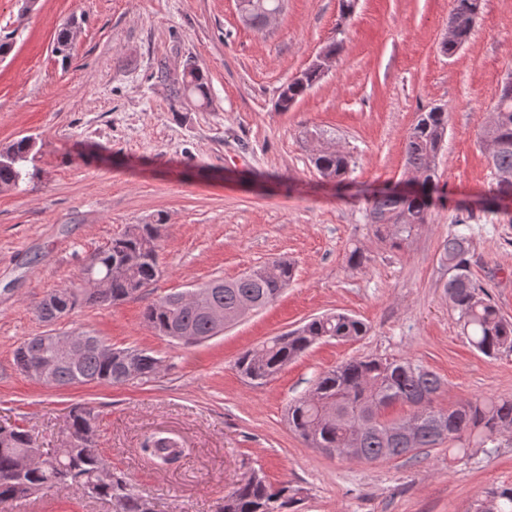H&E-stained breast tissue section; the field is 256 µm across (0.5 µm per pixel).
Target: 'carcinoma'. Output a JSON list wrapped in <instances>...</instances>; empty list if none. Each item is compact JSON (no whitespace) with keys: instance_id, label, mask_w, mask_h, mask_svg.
Returning a JSON list of instances; mask_svg holds the SVG:
<instances>
[{"instance_id":"obj_1","label":"carcinoma","mask_w":512,"mask_h":512,"mask_svg":"<svg viewBox=\"0 0 512 512\" xmlns=\"http://www.w3.org/2000/svg\"><path fill=\"white\" fill-rule=\"evenodd\" d=\"M482 0H453L449 28L456 40L444 45L453 54L465 43L474 28L473 9ZM280 6V0H241L248 26L260 30L266 14ZM70 29L57 35L54 53L66 62L70 59ZM323 78L311 70L302 83H290L280 90L275 108L289 111L307 90ZM175 98L194 97L207 104L210 87L206 74L189 64L181 77L170 83ZM491 124L480 133V141L489 147V162L499 179L493 199L512 197V83L500 89ZM448 127V113L432 108L420 113L408 134L404 148L405 169L424 175V186L414 196L404 198L389 192L371 201L370 224L377 239L396 249L415 230L429 222V193L436 160ZM33 148L29 137H22L0 153V187H17L29 173L24 169ZM313 163L323 177L345 176L350 167L348 156L337 149L320 148ZM160 224H133L100 250L84 266L71 285L51 290L35 303L38 318L50 322L60 306H76L79 298L89 303L116 305L137 294L136 287H149L158 278ZM469 235L457 231L448 236L440 255L448 270L445 292L458 313L462 334L470 345L488 357L512 351V321L505 318L482 286L470 275ZM271 272L256 267L241 276L215 278L195 288L198 301H171L168 293L148 304L145 323L162 336L182 346H193L218 335L204 308L224 313V325L238 321L245 306L262 309L277 300L293 278V266L282 260L268 264ZM89 275L107 276L112 285L107 296L80 292L81 282ZM79 333L97 341L75 361L57 354L49 337L38 335L23 341L14 351L16 366L28 377L47 386H72L87 383L124 385L148 382L155 377L159 359L146 349L112 347L103 337L88 329ZM367 333V325L343 312L327 313L310 319L285 336H275L262 347L248 350L237 358L235 369L249 383L263 385L288 363L296 360L312 345L326 339L340 342L355 340ZM134 363L136 376L128 374ZM444 387L435 372L410 360L377 357L353 358L323 373L311 393L293 399L287 408L288 428L313 448L326 452L332 448H351L356 458L366 462L415 454L421 448H436L444 443L463 454L471 443L485 445L505 431L512 432V397L467 399L441 410L434 402ZM406 405L413 412L405 417L387 419L385 411ZM66 436L73 443L58 466L49 468L36 459L37 448L26 428L15 423L0 426V506L26 500L45 490L66 487L110 501L114 512H144L143 496L135 492L127 477L112 469L97 448V413L86 404H76L68 412ZM141 451L162 463L177 449L147 441ZM301 489L286 483L275 488L264 475L253 470L238 481L217 504L216 512H285L300 501ZM476 512H512V489L502 491L476 508Z\"/></svg>"}]
</instances>
